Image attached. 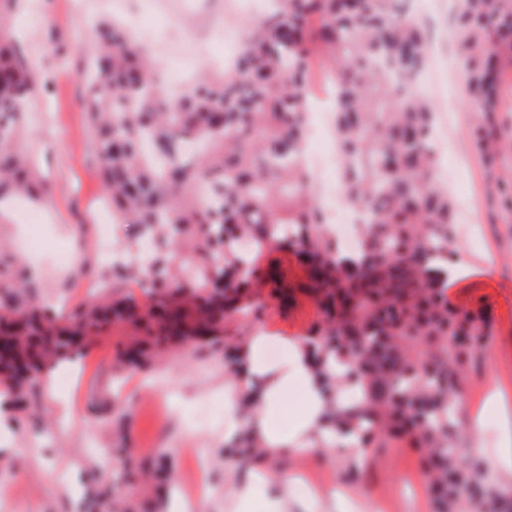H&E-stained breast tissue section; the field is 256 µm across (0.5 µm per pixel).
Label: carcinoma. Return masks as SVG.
Listing matches in <instances>:
<instances>
[{"label": "carcinoma", "mask_w": 512, "mask_h": 512, "mask_svg": "<svg viewBox=\"0 0 512 512\" xmlns=\"http://www.w3.org/2000/svg\"><path fill=\"white\" fill-rule=\"evenodd\" d=\"M455 34L467 102L479 114L476 148L493 159L506 136L493 121L512 77V0H459ZM85 103L104 161L102 179L125 224L197 254L172 267L156 256L141 265L148 301H91L68 319L23 300L0 268L7 311L0 315V384L21 399L52 364L84 350L109 325L134 330L126 362L141 365L223 328L226 305L247 310L255 289L312 298L323 316L309 338L352 379L365 404L340 421L369 445L401 441L419 453L433 512H512V498L484 485L480 463L451 442L466 367L492 336L483 307L448 299L455 255L453 204L434 175V110L410 81L426 64V35L407 0H277L246 38L234 71L202 79L171 109L154 64L126 29H95ZM339 80L336 120L340 173L355 203L372 202L357 257L337 254L313 195L304 190L306 83L315 61ZM34 91L28 67L0 30V188L35 187L29 159L12 149L20 108ZM199 145L186 160L175 139ZM252 238L250 256L234 248ZM293 251L303 272L292 282L265 256Z\"/></svg>", "instance_id": "obj_1"}]
</instances>
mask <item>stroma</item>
I'll return each instance as SVG.
<instances>
[{"label":"stroma","instance_id":"stroma-1","mask_svg":"<svg viewBox=\"0 0 512 512\" xmlns=\"http://www.w3.org/2000/svg\"><path fill=\"white\" fill-rule=\"evenodd\" d=\"M169 0H133L127 11L113 0H0V24L30 69L35 91L21 107L16 148L33 162L46 194L28 198L0 194V239L4 262L33 268L38 303L74 313L87 297L84 288L106 280L112 298L136 296L138 279L101 254L103 241L136 251L141 236L133 224L120 223L102 183L92 123L84 103V79L94 53L83 41L88 20L122 21L134 17L165 39L162 19ZM189 14L175 36L194 50L189 71L173 69L160 51L157 67L171 71L172 93L188 76L209 71L217 50L216 28L226 40L251 28L270 0H248L243 14L227 15L225 0H185ZM421 91L435 110H451L456 136L447 143L440 169L453 171L454 197L471 195L477 224L457 238L458 256L448 280V297L461 308L484 305L493 318V347L475 357L467 371L464 401L457 416L456 448L470 458L473 422L483 427L480 461L488 478L512 493V479L498 470L501 439L512 432V210L502 190L512 188V151L487 162L471 140L478 118L466 103L464 82H450L446 71L425 76ZM254 310L227 318L222 333L207 336L143 367H120L129 327L114 326L84 352L56 365L73 372L71 387L47 380L37 390L41 424L25 425L27 411L0 398V512H87L99 493L112 497L117 512H180L191 489L193 458L210 465L209 488L193 501L194 512H224V491L247 474L254 461L227 455L224 426L248 410L239 403L228 411L224 384L233 375L228 347L233 338L259 330L267 336L307 341L321 314L299 294L289 301L261 289ZM278 468L320 481L325 488H346L352 499L382 502L388 512H432L414 487L421 472L414 449L395 440H377L359 465L314 447L278 461Z\"/></svg>","mask_w":512,"mask_h":512}]
</instances>
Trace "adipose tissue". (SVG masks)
I'll list each match as a JSON object with an SVG mask.
<instances>
[{"instance_id": "1", "label": "adipose tissue", "mask_w": 512, "mask_h": 512, "mask_svg": "<svg viewBox=\"0 0 512 512\" xmlns=\"http://www.w3.org/2000/svg\"><path fill=\"white\" fill-rule=\"evenodd\" d=\"M266 341V336L259 332L246 337L242 350L244 370L236 380L224 386V399L228 404L242 399L252 406L245 427L229 423L224 433L225 446L237 445L244 435L264 446L263 461L226 492L235 507L234 512H293L294 478L285 471L269 470L268 461L299 454L317 445L345 456L358 458L362 455L357 436L347 427H335L330 419L333 396L325 389L307 346L282 341L280 360L269 364L261 359ZM294 383L302 387L306 405L292 427L285 428L276 425L275 420L283 416L288 387Z\"/></svg>"}]
</instances>
